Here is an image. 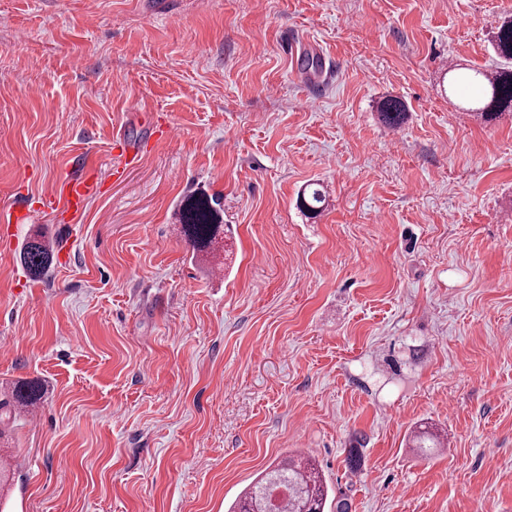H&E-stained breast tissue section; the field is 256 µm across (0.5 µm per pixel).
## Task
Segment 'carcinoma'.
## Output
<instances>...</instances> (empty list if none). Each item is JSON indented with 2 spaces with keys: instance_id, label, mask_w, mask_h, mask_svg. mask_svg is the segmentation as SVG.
I'll return each instance as SVG.
<instances>
[{
  "instance_id": "carcinoma-1",
  "label": "carcinoma",
  "mask_w": 512,
  "mask_h": 512,
  "mask_svg": "<svg viewBox=\"0 0 512 512\" xmlns=\"http://www.w3.org/2000/svg\"><path fill=\"white\" fill-rule=\"evenodd\" d=\"M492 50L498 59L493 69L473 68L457 74L458 83L480 87L481 95L472 101L475 110L488 120L504 112H512V17L504 19L491 36ZM380 114L386 125L399 126L405 118L406 106L397 97L380 103ZM224 209L221 196L204 191L193 192L179 205L177 231L196 251L215 247L224 233ZM53 249L39 237L23 247L21 262L34 278L44 277L50 270ZM39 396V386L23 382L13 387L11 401L25 409ZM277 499L276 512H347L343 493L335 492L322 477L315 462L307 456H286L270 465L249 487L230 512H267L272 499Z\"/></svg>"
}]
</instances>
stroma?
Wrapping results in <instances>:
<instances>
[{"mask_svg": "<svg viewBox=\"0 0 512 512\" xmlns=\"http://www.w3.org/2000/svg\"><path fill=\"white\" fill-rule=\"evenodd\" d=\"M1 15L0 225L86 169L100 192L0 235V400L42 387L0 410V512H227L291 451L349 512H512V115L464 111L450 72L491 64L512 0ZM200 190L224 197L222 251L177 232ZM38 231L67 260L36 281ZM380 114L389 127L399 126L405 118L406 106L397 97H390L380 103ZM39 386L35 382H23L13 387L11 401L19 409L33 405L39 396Z\"/></svg>", "mask_w": 512, "mask_h": 512, "instance_id": "obj_1", "label": "stroma"}]
</instances>
